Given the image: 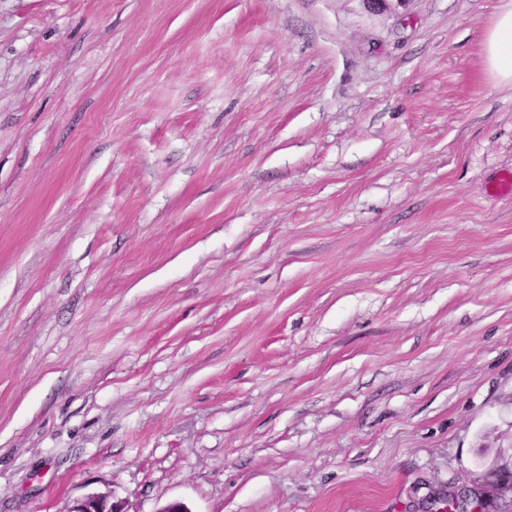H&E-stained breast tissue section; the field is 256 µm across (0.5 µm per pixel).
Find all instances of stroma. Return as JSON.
<instances>
[{
  "mask_svg": "<svg viewBox=\"0 0 512 512\" xmlns=\"http://www.w3.org/2000/svg\"><path fill=\"white\" fill-rule=\"evenodd\" d=\"M511 4L0 0V512L512 472ZM483 64L496 84L512 85V6L499 13L482 38ZM69 512H126L121 501H114L110 492L87 493L74 501Z\"/></svg>",
  "mask_w": 512,
  "mask_h": 512,
  "instance_id": "1",
  "label": "stroma"
}]
</instances>
